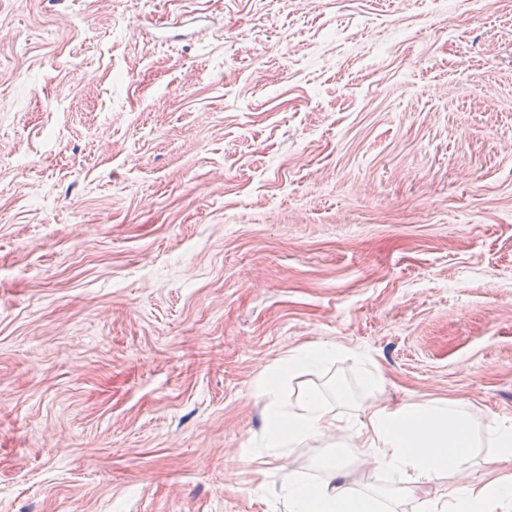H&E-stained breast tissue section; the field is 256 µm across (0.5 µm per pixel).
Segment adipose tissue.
Here are the masks:
<instances>
[{
	"label": "adipose tissue",
	"instance_id": "ef3b65f1",
	"mask_svg": "<svg viewBox=\"0 0 512 512\" xmlns=\"http://www.w3.org/2000/svg\"><path fill=\"white\" fill-rule=\"evenodd\" d=\"M336 356L335 346L314 344L261 372L262 439L266 447L292 449L343 437L359 462H372L392 483L370 488L332 456L317 479L289 477L275 495L273 512H512V471L501 467L512 458L511 419L489 414L480 431L464 399L385 404L376 398L381 382L369 369L362 377L373 399L361 412L335 410L315 389L294 404L282 402L288 380Z\"/></svg>",
	"mask_w": 512,
	"mask_h": 512
}]
</instances>
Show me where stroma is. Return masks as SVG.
Listing matches in <instances>:
<instances>
[{
	"label": "stroma",
	"mask_w": 512,
	"mask_h": 512,
	"mask_svg": "<svg viewBox=\"0 0 512 512\" xmlns=\"http://www.w3.org/2000/svg\"><path fill=\"white\" fill-rule=\"evenodd\" d=\"M318 342L512 417V0H0V512H270Z\"/></svg>",
	"instance_id": "stroma-1"
}]
</instances>
